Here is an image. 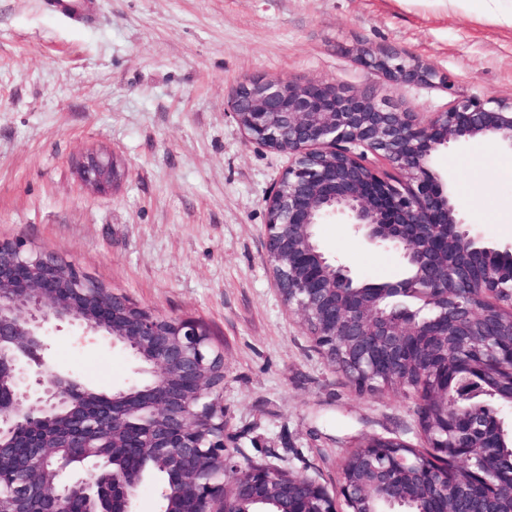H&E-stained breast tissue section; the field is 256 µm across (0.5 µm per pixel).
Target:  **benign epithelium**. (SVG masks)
Here are the masks:
<instances>
[{"mask_svg": "<svg viewBox=\"0 0 512 512\" xmlns=\"http://www.w3.org/2000/svg\"><path fill=\"white\" fill-rule=\"evenodd\" d=\"M358 62L404 83L448 85L419 59L362 52ZM230 110L248 141L291 164L266 200L265 262L289 309L357 388L414 389L431 456L369 439L334 491L305 474L243 464L228 450L224 356L195 320L160 317L57 255L0 240V512H133L147 464L165 475L170 512H491L512 496L503 468L512 408V244L467 222L432 168L434 155L480 135L512 150V101L462 98L422 119L369 91L293 80L246 81ZM383 157L397 187L352 151ZM112 157L90 154L82 182L112 187ZM344 215L409 272L363 284L321 247L315 226ZM103 336L135 357L125 389L99 393L45 357L52 333ZM234 475L232 486L224 477Z\"/></svg>", "mask_w": 512, "mask_h": 512, "instance_id": "obj_1", "label": "benign epithelium"}]
</instances>
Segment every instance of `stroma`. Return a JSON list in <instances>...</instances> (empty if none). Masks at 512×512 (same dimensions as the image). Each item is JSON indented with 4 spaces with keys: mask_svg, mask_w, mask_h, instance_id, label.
<instances>
[{
    "mask_svg": "<svg viewBox=\"0 0 512 512\" xmlns=\"http://www.w3.org/2000/svg\"><path fill=\"white\" fill-rule=\"evenodd\" d=\"M74 25L44 0H0V240L59 254L162 317L205 325L224 354V433L241 462L339 486L375 436L427 442L409 388L359 390L290 312L264 260L266 198L288 154L246 140L230 99L249 77L398 100L421 116L477 96L512 101V27L435 0H91ZM410 53L448 86L392 85L364 50ZM110 154L96 192L78 164ZM482 137L442 151L468 221L512 242V180ZM319 239L362 280L398 279L389 249L327 221ZM54 363L103 390L133 362L60 332Z\"/></svg>",
    "mask_w": 512,
    "mask_h": 512,
    "instance_id": "35a3bbf8",
    "label": "stroma"
}]
</instances>
